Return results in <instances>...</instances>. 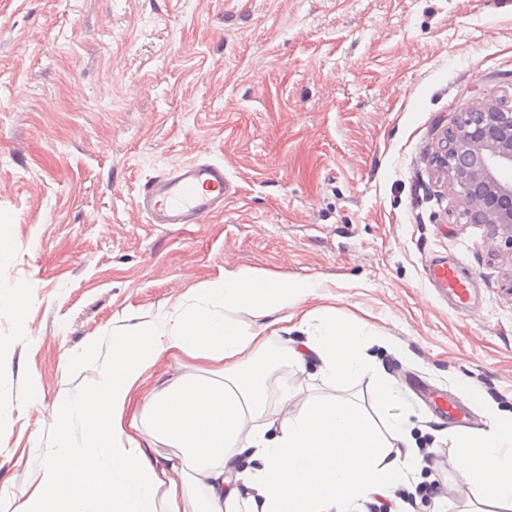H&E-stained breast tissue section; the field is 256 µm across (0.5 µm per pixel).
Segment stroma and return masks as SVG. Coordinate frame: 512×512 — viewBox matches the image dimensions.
Listing matches in <instances>:
<instances>
[{
	"label": "stroma",
	"mask_w": 512,
	"mask_h": 512,
	"mask_svg": "<svg viewBox=\"0 0 512 512\" xmlns=\"http://www.w3.org/2000/svg\"><path fill=\"white\" fill-rule=\"evenodd\" d=\"M486 98L512 108V0H0V512L81 438L54 410L111 363L113 338L244 268L318 281L300 311L385 336L368 353L438 454L409 476L411 512H505L448 467L453 435L486 426L479 404L447 423L416 389L471 386L512 416V248L458 219L429 165ZM203 153L238 186L223 213L145 223L138 185ZM436 254L475 275L477 313L429 287ZM285 383L370 397L367 377L335 386L315 359H284L265 421L293 411Z\"/></svg>",
	"instance_id": "stroma-1"
}]
</instances>
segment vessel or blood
<instances>
[{
    "instance_id": "b4317fda",
    "label": "vessel or blood",
    "mask_w": 512,
    "mask_h": 512,
    "mask_svg": "<svg viewBox=\"0 0 512 512\" xmlns=\"http://www.w3.org/2000/svg\"><path fill=\"white\" fill-rule=\"evenodd\" d=\"M236 193L237 187L222 162L198 158L148 179L135 198V207L150 224H207L223 212L225 201ZM424 277L453 312L471 311L477 296L476 281L453 258L433 256L424 268ZM425 397L440 417L458 418L466 412L463 401L434 391L426 392Z\"/></svg>"
}]
</instances>
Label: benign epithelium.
Here are the masks:
<instances>
[{"mask_svg":"<svg viewBox=\"0 0 512 512\" xmlns=\"http://www.w3.org/2000/svg\"><path fill=\"white\" fill-rule=\"evenodd\" d=\"M433 166L462 204L471 224H486L512 247V109L485 99L444 129Z\"/></svg>","mask_w":512,"mask_h":512,"instance_id":"7a95c632","label":"benign epithelium"}]
</instances>
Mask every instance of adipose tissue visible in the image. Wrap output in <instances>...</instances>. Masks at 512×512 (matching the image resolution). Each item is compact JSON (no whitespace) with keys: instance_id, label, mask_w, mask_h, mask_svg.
Listing matches in <instances>:
<instances>
[{"instance_id":"obj_1","label":"adipose tissue","mask_w":512,"mask_h":512,"mask_svg":"<svg viewBox=\"0 0 512 512\" xmlns=\"http://www.w3.org/2000/svg\"><path fill=\"white\" fill-rule=\"evenodd\" d=\"M315 288L309 279L288 283L242 269L203 283L194 303L177 305L155 327L116 338L111 365L75 403L55 411L62 427L80 423L82 443L52 450L35 503L22 512H359L371 495L389 494L419 462L391 455L408 443L409 421L396 411L395 381L366 353L376 334L335 310L301 317L306 339L293 363L304 368L306 355L316 354L334 383L370 375L385 428L360 406L338 397L308 401L293 386L286 398L299 411L275 423L273 435L255 426L280 357L268 351V325L244 327L225 313L244 309L262 320L295 308ZM165 354L196 361L197 372L145 386L146 371ZM139 386L143 422L135 437L125 432L124 411ZM485 410L487 428L454 437L465 451L458 472L463 484L485 485L492 500L512 506V421L494 404ZM145 439L178 448V459H148ZM243 459L252 468L238 470Z\"/></svg>"}]
</instances>
